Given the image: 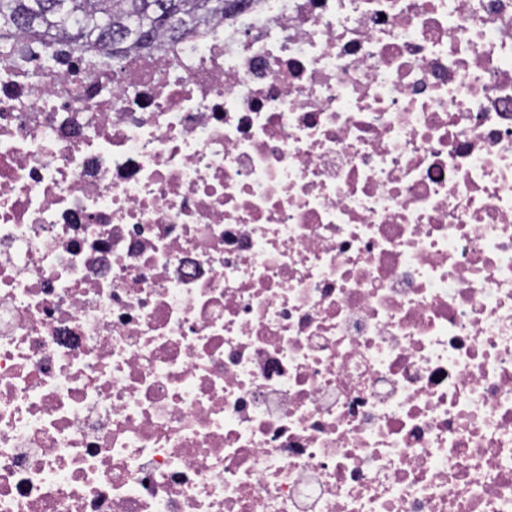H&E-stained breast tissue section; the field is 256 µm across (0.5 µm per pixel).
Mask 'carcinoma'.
Listing matches in <instances>:
<instances>
[{"instance_id": "obj_1", "label": "carcinoma", "mask_w": 512, "mask_h": 512, "mask_svg": "<svg viewBox=\"0 0 512 512\" xmlns=\"http://www.w3.org/2000/svg\"><path fill=\"white\" fill-rule=\"evenodd\" d=\"M241 0H0V34L49 43L112 47V59L147 47L158 34L177 42Z\"/></svg>"}]
</instances>
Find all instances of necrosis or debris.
I'll use <instances>...</instances> for the list:
<instances>
[{"label": "necrosis or debris", "instance_id": "obj_1", "mask_svg": "<svg viewBox=\"0 0 512 512\" xmlns=\"http://www.w3.org/2000/svg\"><path fill=\"white\" fill-rule=\"evenodd\" d=\"M0 512H512V0L0 41Z\"/></svg>", "mask_w": 512, "mask_h": 512}]
</instances>
